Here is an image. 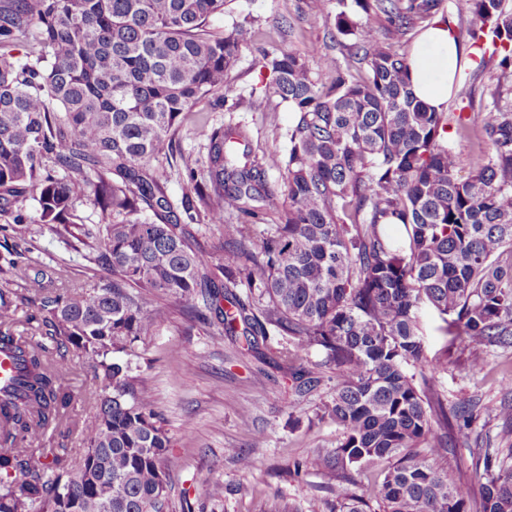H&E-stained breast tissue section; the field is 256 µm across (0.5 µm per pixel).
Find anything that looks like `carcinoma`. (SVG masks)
I'll use <instances>...</instances> for the list:
<instances>
[{
  "label": "carcinoma",
  "instance_id": "cac0c4a2",
  "mask_svg": "<svg viewBox=\"0 0 512 512\" xmlns=\"http://www.w3.org/2000/svg\"><path fill=\"white\" fill-rule=\"evenodd\" d=\"M225 3L0 0V210L37 201V218L14 217L23 240L28 223L67 232L77 202L89 201L100 222L84 229L86 269L110 274L70 294L48 287L65 269L31 275L17 247L4 258L14 278L0 282V350L18 374L0 390V512H164L170 440L132 359L166 315L158 299L251 352L272 333L324 351L293 375L310 390L323 369L336 373L319 419L342 441L316 458L333 512H375L348 481L378 464L380 512H512V447L477 449V490L441 467L451 423L420 337L428 307L462 348L512 347V262L499 261L512 250V106L484 116L488 154L459 175L442 137L448 113L414 95L408 55L350 18L383 20L400 39L446 20L445 0H312L317 14L336 5V32L354 37L348 56L366 76L324 56L334 76L320 87L306 58L264 55L297 114L288 154L258 158L241 125L213 129L204 159L183 158L194 195L181 201L182 223L152 162L183 113L224 89L241 30L205 26ZM456 12L473 47L500 46V79L512 81V6L467 0ZM269 169L283 174L279 193ZM271 210L278 222L261 230L225 221ZM200 215L220 228L213 253L191 245ZM35 301L38 314L19 319ZM30 329L44 343L32 344ZM72 350L98 381L93 412L73 422L85 445L76 465L52 435L76 398L64 367Z\"/></svg>",
  "mask_w": 512,
  "mask_h": 512
}]
</instances>
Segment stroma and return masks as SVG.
<instances>
[{"instance_id":"35a3bbf8","label":"stroma","mask_w":512,"mask_h":512,"mask_svg":"<svg viewBox=\"0 0 512 512\" xmlns=\"http://www.w3.org/2000/svg\"><path fill=\"white\" fill-rule=\"evenodd\" d=\"M310 0H227L223 12L207 21L209 31L221 34L239 25L243 36L238 59L229 72L223 96L225 106L204 100L187 111L181 125L167 139L153 167L173 206L192 194L181 155L202 157L207 136L223 124L244 126L253 155L287 152L288 129L296 114L273 89L264 54L292 51L304 56L312 76L328 82L320 67L323 55L346 66L347 51L336 42L335 18L309 8ZM495 64L471 61L458 75L457 97L449 111L463 102L490 112V92L497 83ZM264 96L261 109L249 106L251 94ZM72 234L60 238L54 227L34 224L26 236L34 269L69 266L63 288L93 286L86 272V246L79 239L81 225L95 224L98 214L89 203L76 206ZM431 309L421 313L424 354L444 360L438 388L448 410L469 407L468 425L454 431L451 445L442 449V463L454 480L478 483L473 461L478 448L512 446V425L500 409L512 402V348L490 346L477 350L452 345L442 335ZM286 341L269 336L260 353L246 350L243 341L212 335L210 328L169 310L155 336L138 349L135 363L165 418L171 447L165 463L171 490L165 512H277L292 506L309 512L316 500L330 512L326 477L311 456L312 449L334 448L340 439L335 425L319 421L317 412L334 384L325 370L311 390H298L287 363L281 359ZM251 421L244 430L242 420ZM228 448H239L255 459L252 470H242Z\"/></svg>"}]
</instances>
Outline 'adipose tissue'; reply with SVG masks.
<instances>
[{"instance_id":"1","label":"adipose tissue","mask_w":512,"mask_h":512,"mask_svg":"<svg viewBox=\"0 0 512 512\" xmlns=\"http://www.w3.org/2000/svg\"><path fill=\"white\" fill-rule=\"evenodd\" d=\"M466 63L446 23L428 27L410 56L409 79L415 95L435 111H444L454 77Z\"/></svg>"}]
</instances>
